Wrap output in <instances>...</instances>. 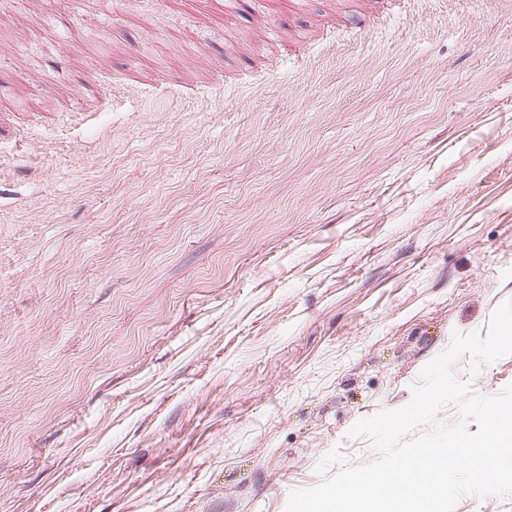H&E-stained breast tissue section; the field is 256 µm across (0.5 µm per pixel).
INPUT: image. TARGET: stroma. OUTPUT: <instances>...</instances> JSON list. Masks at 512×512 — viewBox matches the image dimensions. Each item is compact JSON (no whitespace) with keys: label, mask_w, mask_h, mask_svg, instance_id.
Returning <instances> with one entry per match:
<instances>
[{"label":"stroma","mask_w":512,"mask_h":512,"mask_svg":"<svg viewBox=\"0 0 512 512\" xmlns=\"http://www.w3.org/2000/svg\"><path fill=\"white\" fill-rule=\"evenodd\" d=\"M509 299L512 0H0V512H286Z\"/></svg>","instance_id":"stroma-1"}]
</instances>
